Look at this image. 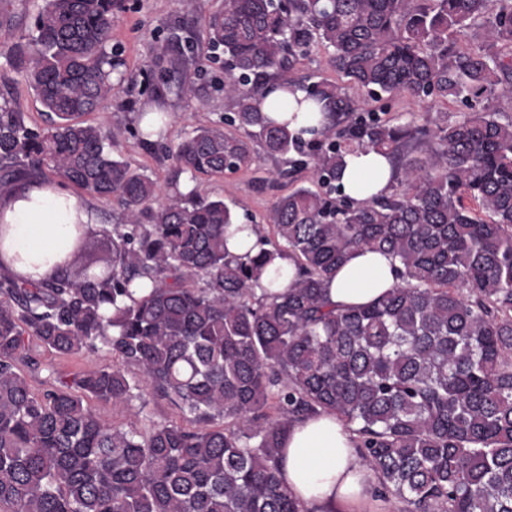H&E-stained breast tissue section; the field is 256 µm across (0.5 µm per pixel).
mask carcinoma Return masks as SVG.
Wrapping results in <instances>:
<instances>
[{
  "mask_svg": "<svg viewBox=\"0 0 512 512\" xmlns=\"http://www.w3.org/2000/svg\"><path fill=\"white\" fill-rule=\"evenodd\" d=\"M42 2L11 65L47 121L0 104V196L53 175L116 200L123 223L87 233L47 280L0 273V512H305L280 480V443L321 413L349 425L376 492L405 512H512V116L496 106L512 96V0H224L207 40L237 111L171 149L162 202L157 181L113 155L117 132L85 119L115 90L118 0ZM318 47L339 79L303 85L322 116L307 141L253 101ZM189 65L170 51L190 97ZM351 86L482 106L394 124ZM167 118L139 130L146 151ZM358 149L391 158L395 180L362 205L335 197ZM262 155L313 174L265 225L177 191L183 173L220 177ZM233 224L257 236L255 256L230 252ZM356 249L389 253L400 282L338 309L326 290ZM278 258L294 266L282 292ZM31 336L115 362L37 395L21 374ZM88 396H137L140 415L164 400L188 423L110 424Z\"/></svg>",
  "mask_w": 512,
  "mask_h": 512,
  "instance_id": "1",
  "label": "carcinoma"
}]
</instances>
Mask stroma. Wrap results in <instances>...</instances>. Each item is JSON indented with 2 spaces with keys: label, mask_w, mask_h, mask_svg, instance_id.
Here are the masks:
<instances>
[{
  "label": "stroma",
  "mask_w": 512,
  "mask_h": 512,
  "mask_svg": "<svg viewBox=\"0 0 512 512\" xmlns=\"http://www.w3.org/2000/svg\"><path fill=\"white\" fill-rule=\"evenodd\" d=\"M38 7V0H13V25L0 27V102L8 101L23 112L32 125L43 124V107L30 91L23 74L10 67L9 56L14 45H24L31 40ZM220 7L221 0H121V8L115 15L111 45L117 49L121 60L113 75L116 88L111 99L99 112L93 113L91 119L119 131L115 155L133 169L151 176L159 185H166L174 161L167 154L150 153L140 146L136 116L152 105L156 92H161L167 74L166 50L178 41L194 43L189 74L195 94L184 97L173 91L163 92V104L171 115L163 136L164 144L175 146L195 127L218 121L236 110L235 101L224 95V60L210 54L205 47L207 20ZM376 108L385 120L431 124L440 112L457 113L463 106L458 102L431 106L405 95H386L377 102ZM281 167V162L262 157L252 169L219 179H203L197 181L196 186L201 195L223 198L238 214L260 224L275 197L287 193L291 187L288 178L271 179V172ZM29 347L36 365L25 368L24 373L35 392L70 380L75 373L112 364L111 354L104 351L61 356L34 340ZM91 405L110 423L134 422V414L141 407L155 422L183 420L177 409L163 401H153L144 407L136 399L121 405L95 399Z\"/></svg>",
  "instance_id": "35a3bbf8"
}]
</instances>
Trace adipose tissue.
<instances>
[{
	"label": "adipose tissue",
	"mask_w": 512,
	"mask_h": 512,
	"mask_svg": "<svg viewBox=\"0 0 512 512\" xmlns=\"http://www.w3.org/2000/svg\"><path fill=\"white\" fill-rule=\"evenodd\" d=\"M305 97L298 86H278L256 103L296 129L310 123L307 110L298 105ZM392 184L384 154L370 149L346 156L339 186L350 199L370 202L388 195ZM97 226V214L84 196L52 180L20 182L0 199V267L25 281L51 277L65 266L77 233ZM395 283L391 255L358 249L337 269L327 293L338 308L364 306ZM356 444L350 428L329 413L289 427L280 451V476L306 512H361L372 483Z\"/></svg>",
	"instance_id": "obj_1"
}]
</instances>
